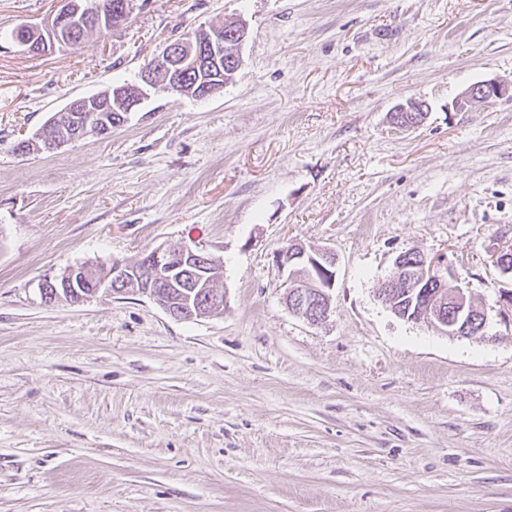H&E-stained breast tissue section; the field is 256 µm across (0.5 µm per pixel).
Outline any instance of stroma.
I'll return each instance as SVG.
<instances>
[{"instance_id":"stroma-1","label":"stroma","mask_w":512,"mask_h":512,"mask_svg":"<svg viewBox=\"0 0 512 512\" xmlns=\"http://www.w3.org/2000/svg\"><path fill=\"white\" fill-rule=\"evenodd\" d=\"M61 0H0V512H512V328L451 336L379 298L400 253L446 256L480 307L512 278V0H138L107 38L3 39ZM240 17L242 65L161 90L111 134L15 146L72 99L134 80L184 33ZM427 102L418 127L390 122ZM185 242L224 307L178 320L129 290L39 284ZM337 258L331 312L286 304L275 255ZM512 96V81L505 83L498 80H490L471 85L460 100L457 102L459 108L472 104H484L493 99L504 96ZM428 105L423 101H411L405 105L399 106L397 109H395L394 115H392V120L396 123L400 124H406L409 123L406 126L398 127V129H408L411 127H414L417 124H411L413 122H418V119L414 120L415 118L419 117L421 112H423L422 117L424 118L425 112H428ZM410 118V120H409ZM412 118V119H411Z\"/></svg>"}]
</instances>
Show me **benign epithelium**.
Listing matches in <instances>:
<instances>
[{"label": "benign epithelium", "instance_id": "benign-epithelium-1", "mask_svg": "<svg viewBox=\"0 0 512 512\" xmlns=\"http://www.w3.org/2000/svg\"><path fill=\"white\" fill-rule=\"evenodd\" d=\"M90 14L89 3L85 0H65L59 12L46 22L28 26L31 37L15 40L27 52L36 46L63 48L72 44V35L68 34L66 23L78 15ZM247 34L246 24L240 19L224 22L221 26L205 30V35L188 34L177 41L167 44L154 56L151 66L142 69L136 81L127 85L112 87L97 96L81 97L71 100L63 108L65 112L84 113L83 127L77 134L64 138L55 132V120H50L37 135L42 149L52 152L64 144L74 143L89 135H106L112 131L104 115L105 108L100 100L112 103L114 111L130 113L149 95V91L158 86L159 76H164L166 91L181 97L204 99L221 88L200 82L206 73L221 71L224 62L239 69L242 62L241 49ZM194 72L197 80L188 85L182 81L185 73ZM512 96V82L505 83L490 80L470 86L458 102V107L472 104H484L493 99ZM277 264L289 271L290 282L289 307L312 323H319L328 317L331 311L330 291L336 280V257L328 249L309 251L300 244L282 248L276 256ZM211 258L190 245L180 244L157 247L145 254L140 261L114 259L110 263H85L69 268L61 278L47 279L40 284V293L52 288L56 295L71 294L72 289L93 281L95 289L79 301H89L99 295L112 293V287L134 285L139 293L152 299L159 298V289H173L181 305L177 309L171 304L162 308L175 318L194 320L209 314L204 307L192 303L193 296H207V301L219 308L224 305V294L214 288V279L210 278L207 267ZM492 263L503 275L512 273V240L499 247L492 254ZM433 289V292L420 297L422 303L421 318H427L440 330L459 336L467 332L473 320L482 322L481 329L486 330L495 320L508 322L512 326V292H503L497 300L498 308L477 310L468 303L467 289L460 277L448 267L445 259H432L421 256L416 265H406L402 257H397L390 279L381 293L382 301L393 312H398L396 302L399 289L417 288L421 285ZM455 307V315L448 316V306Z\"/></svg>", "mask_w": 512, "mask_h": 512}]
</instances>
